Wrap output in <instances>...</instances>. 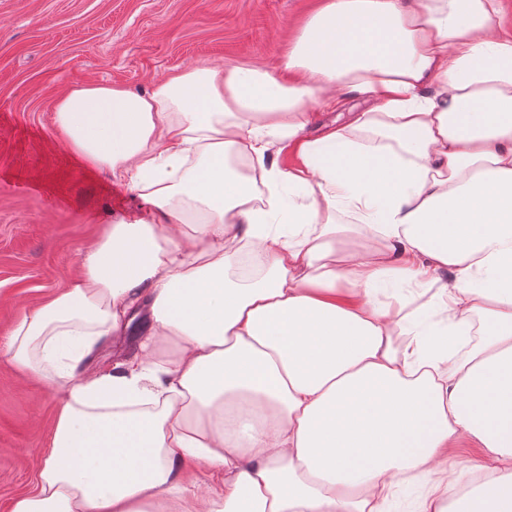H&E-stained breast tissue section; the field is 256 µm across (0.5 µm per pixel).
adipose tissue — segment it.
I'll return each mask as SVG.
<instances>
[{
  "instance_id": "1",
  "label": "adipose tissue",
  "mask_w": 512,
  "mask_h": 512,
  "mask_svg": "<svg viewBox=\"0 0 512 512\" xmlns=\"http://www.w3.org/2000/svg\"><path fill=\"white\" fill-rule=\"evenodd\" d=\"M284 69L57 100L68 146L147 209L12 329V360L66 398L11 512H381L419 474V512H512L503 0H322ZM344 92L369 108L309 137ZM246 249L260 271L230 276ZM403 284L436 286L442 319L405 315ZM144 303L136 355L79 374ZM465 440L480 461L449 469Z\"/></svg>"
}]
</instances>
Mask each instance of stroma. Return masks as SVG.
<instances>
[{"mask_svg": "<svg viewBox=\"0 0 512 512\" xmlns=\"http://www.w3.org/2000/svg\"><path fill=\"white\" fill-rule=\"evenodd\" d=\"M319 0H0V512L35 487L60 394L7 347L28 308L79 272L107 225L138 218L126 182L67 146L54 104L86 83L138 91L195 65L283 60Z\"/></svg>", "mask_w": 512, "mask_h": 512, "instance_id": "35a3bbf8", "label": "stroma"}]
</instances>
